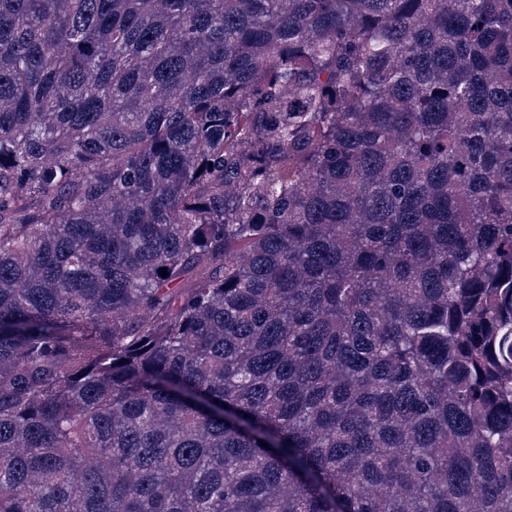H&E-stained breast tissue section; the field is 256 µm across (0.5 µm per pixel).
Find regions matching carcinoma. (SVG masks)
I'll list each match as a JSON object with an SVG mask.
<instances>
[{
    "label": "carcinoma",
    "instance_id": "carcinoma-1",
    "mask_svg": "<svg viewBox=\"0 0 512 512\" xmlns=\"http://www.w3.org/2000/svg\"><path fill=\"white\" fill-rule=\"evenodd\" d=\"M0 512H512V0H0Z\"/></svg>",
    "mask_w": 512,
    "mask_h": 512
}]
</instances>
